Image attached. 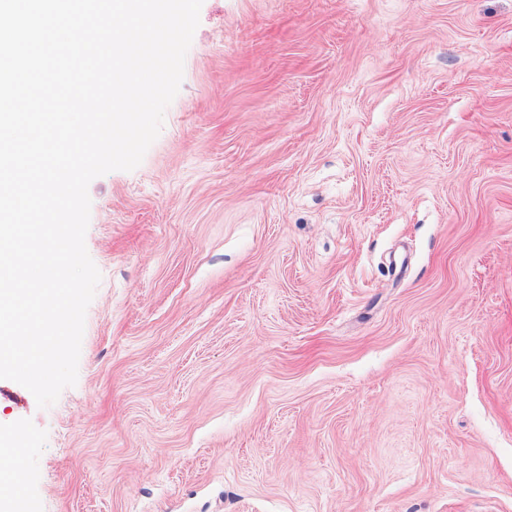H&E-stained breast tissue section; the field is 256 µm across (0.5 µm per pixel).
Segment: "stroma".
<instances>
[{"label":"stroma","mask_w":512,"mask_h":512,"mask_svg":"<svg viewBox=\"0 0 512 512\" xmlns=\"http://www.w3.org/2000/svg\"><path fill=\"white\" fill-rule=\"evenodd\" d=\"M6 512H512V0H203Z\"/></svg>","instance_id":"stroma-1"}]
</instances>
